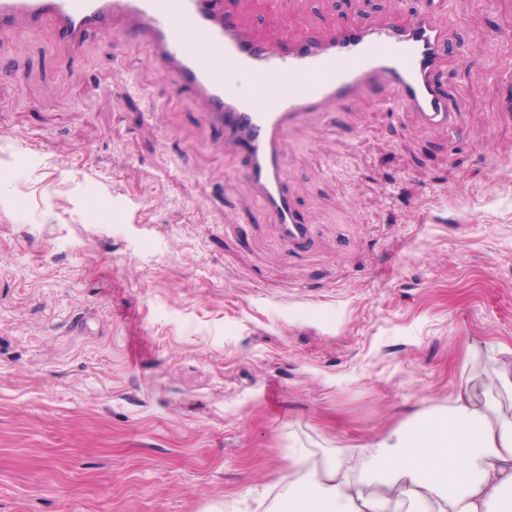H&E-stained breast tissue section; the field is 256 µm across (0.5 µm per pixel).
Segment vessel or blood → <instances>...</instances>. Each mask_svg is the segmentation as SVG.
<instances>
[{"label": "vessel or blood", "mask_w": 512, "mask_h": 512, "mask_svg": "<svg viewBox=\"0 0 512 512\" xmlns=\"http://www.w3.org/2000/svg\"><path fill=\"white\" fill-rule=\"evenodd\" d=\"M20 16L55 22L74 47L89 31L108 34L113 21L126 22L173 88H190L202 101L225 146L245 154L242 175L291 246L310 233L284 188L283 138L293 127L381 86L424 126L452 138L459 129L454 98L436 80L445 35L426 12L288 53L248 39L213 0H0V22ZM241 77L249 91L237 89Z\"/></svg>", "instance_id": "1"}]
</instances>
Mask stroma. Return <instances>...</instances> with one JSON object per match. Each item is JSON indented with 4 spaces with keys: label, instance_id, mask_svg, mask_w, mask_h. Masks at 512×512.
I'll list each match as a JSON object with an SVG mask.
<instances>
[{
    "label": "stroma",
    "instance_id": "1",
    "mask_svg": "<svg viewBox=\"0 0 512 512\" xmlns=\"http://www.w3.org/2000/svg\"><path fill=\"white\" fill-rule=\"evenodd\" d=\"M281 50L425 9L461 134L386 90L283 140L288 249L136 44L0 25V512H267L512 348V0H220Z\"/></svg>",
    "mask_w": 512,
    "mask_h": 512
}]
</instances>
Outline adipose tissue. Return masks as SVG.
Wrapping results in <instances>:
<instances>
[{
    "instance_id": "adipose-tissue-1",
    "label": "adipose tissue",
    "mask_w": 512,
    "mask_h": 512,
    "mask_svg": "<svg viewBox=\"0 0 512 512\" xmlns=\"http://www.w3.org/2000/svg\"><path fill=\"white\" fill-rule=\"evenodd\" d=\"M469 359L483 370L448 406L320 462L295 451L275 512H512V360L476 345Z\"/></svg>"
}]
</instances>
